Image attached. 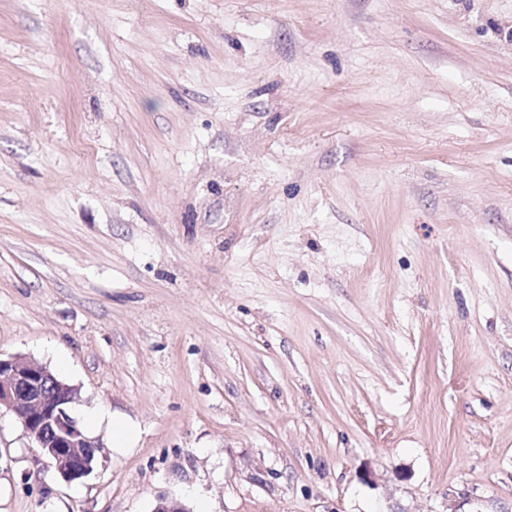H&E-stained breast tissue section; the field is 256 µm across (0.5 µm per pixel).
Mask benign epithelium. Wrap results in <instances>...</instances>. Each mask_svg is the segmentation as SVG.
Instances as JSON below:
<instances>
[{
  "label": "benign epithelium",
  "mask_w": 512,
  "mask_h": 512,
  "mask_svg": "<svg viewBox=\"0 0 512 512\" xmlns=\"http://www.w3.org/2000/svg\"><path fill=\"white\" fill-rule=\"evenodd\" d=\"M77 396L76 387L34 359L0 358V408L14 413L31 442L67 483L93 472L99 448L71 415L70 405Z\"/></svg>",
  "instance_id": "7a95c632"
}]
</instances>
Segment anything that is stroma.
Returning a JSON list of instances; mask_svg holds the SVG:
<instances>
[{"instance_id":"obj_1","label":"stroma","mask_w":512,"mask_h":512,"mask_svg":"<svg viewBox=\"0 0 512 512\" xmlns=\"http://www.w3.org/2000/svg\"><path fill=\"white\" fill-rule=\"evenodd\" d=\"M0 512H512V0H0ZM78 389L58 379L46 365L24 357H0V408L17 417L23 431L67 482L94 470L99 444L81 431L70 405ZM89 448V449H88ZM107 421L112 422V446L113 448H133L137 438L138 430L134 425L123 420L111 419L103 412L92 415L89 419L90 427H96Z\"/></svg>"}]
</instances>
